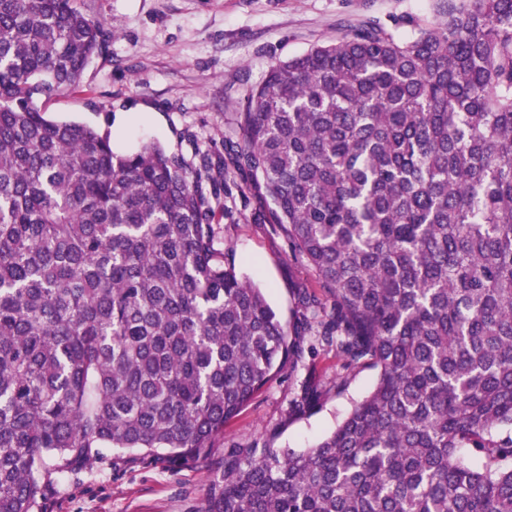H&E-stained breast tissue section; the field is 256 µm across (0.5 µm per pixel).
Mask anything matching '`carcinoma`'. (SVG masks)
<instances>
[{
	"mask_svg": "<svg viewBox=\"0 0 512 512\" xmlns=\"http://www.w3.org/2000/svg\"><path fill=\"white\" fill-rule=\"evenodd\" d=\"M440 14L273 63L191 165L46 119L110 35L76 0H0V512L101 448L207 463L203 512H512V0ZM233 187L315 274L296 343L217 235ZM307 336L372 390L306 452L215 448Z\"/></svg>",
	"mask_w": 512,
	"mask_h": 512,
	"instance_id": "cac0c4a2",
	"label": "carcinoma"
}]
</instances>
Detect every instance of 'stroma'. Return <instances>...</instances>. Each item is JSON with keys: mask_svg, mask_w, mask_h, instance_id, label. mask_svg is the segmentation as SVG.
<instances>
[{"mask_svg": "<svg viewBox=\"0 0 512 512\" xmlns=\"http://www.w3.org/2000/svg\"><path fill=\"white\" fill-rule=\"evenodd\" d=\"M111 35L108 52L87 67L82 84L46 103L47 118L110 126L115 151L159 142L193 160L196 150L224 153L238 139L236 114L271 63L336 41L374 19L405 36L416 18L434 25L437 0H77ZM218 236L236 264L265 288L284 323H292L298 288L312 271L289 254L284 231L250 223L240 196ZM371 365L343 369L335 351L303 353L295 372L267 386L224 428L217 447L270 444L301 452L332 432L352 403L373 388ZM309 385L321 395L305 414L289 404ZM210 472L143 460L117 461L104 448L90 465L55 476L43 512H202Z\"/></svg>", "mask_w": 512, "mask_h": 512, "instance_id": "35a3bbf8", "label": "stroma"}]
</instances>
